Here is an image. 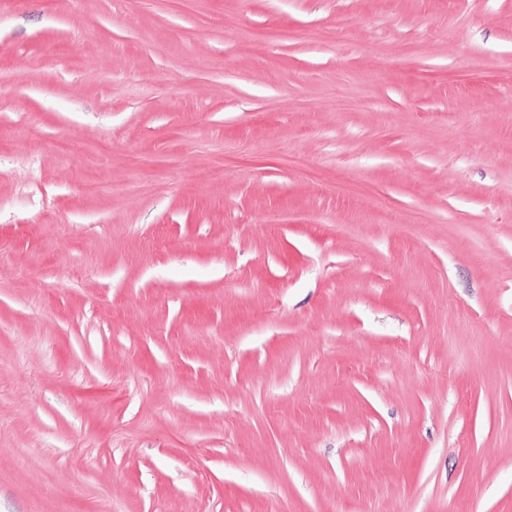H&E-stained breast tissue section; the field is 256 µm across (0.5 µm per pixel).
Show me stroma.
Returning a JSON list of instances; mask_svg holds the SVG:
<instances>
[{"label": "stroma", "instance_id": "35a3bbf8", "mask_svg": "<svg viewBox=\"0 0 512 512\" xmlns=\"http://www.w3.org/2000/svg\"><path fill=\"white\" fill-rule=\"evenodd\" d=\"M0 512H512V0H0Z\"/></svg>", "mask_w": 512, "mask_h": 512}]
</instances>
